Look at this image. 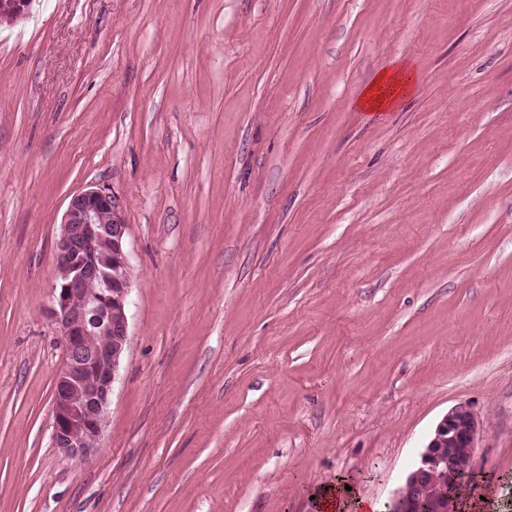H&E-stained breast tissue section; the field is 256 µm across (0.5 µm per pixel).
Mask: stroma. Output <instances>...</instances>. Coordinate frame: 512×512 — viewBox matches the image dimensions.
I'll list each match as a JSON object with an SVG mask.
<instances>
[{
	"label": "stroma",
	"mask_w": 512,
	"mask_h": 512,
	"mask_svg": "<svg viewBox=\"0 0 512 512\" xmlns=\"http://www.w3.org/2000/svg\"><path fill=\"white\" fill-rule=\"evenodd\" d=\"M396 59L389 112L354 102ZM128 225L90 464L51 440L72 194ZM512 512V0H33L0 17V512H387L444 414ZM345 484L352 490H345ZM313 496L320 512H382L375 501L360 496L352 484L342 480L321 485Z\"/></svg>",
	"instance_id": "stroma-1"
}]
</instances>
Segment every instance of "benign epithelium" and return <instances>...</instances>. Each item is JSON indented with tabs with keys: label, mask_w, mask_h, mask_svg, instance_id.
<instances>
[{
	"label": "benign epithelium",
	"mask_w": 512,
	"mask_h": 512,
	"mask_svg": "<svg viewBox=\"0 0 512 512\" xmlns=\"http://www.w3.org/2000/svg\"><path fill=\"white\" fill-rule=\"evenodd\" d=\"M29 0H0V12L21 19ZM107 224L99 223L103 212ZM128 225L121 200L108 188L90 186L71 196L56 242V277L48 313L64 340V361L54 378L52 442L61 454L81 464L99 450L105 416L120 358L129 336L126 309L130 303L131 272L126 250ZM111 245L102 264L94 243ZM101 288L83 305L72 299L83 285ZM103 336L106 343L90 348L85 336ZM482 430L479 417L466 404L453 406L435 427L419 461L396 489L390 512H457L459 494L471 477Z\"/></svg>",
	"instance_id": "benign-epithelium-1"
}]
</instances>
